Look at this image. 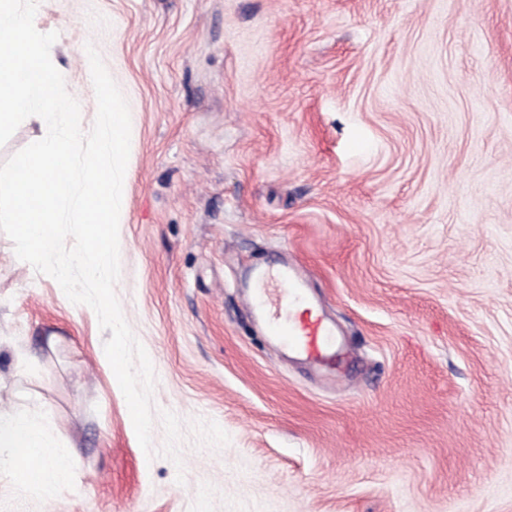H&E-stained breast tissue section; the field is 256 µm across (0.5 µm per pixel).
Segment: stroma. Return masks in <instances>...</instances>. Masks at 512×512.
Here are the masks:
<instances>
[{"instance_id":"stroma-1","label":"stroma","mask_w":512,"mask_h":512,"mask_svg":"<svg viewBox=\"0 0 512 512\" xmlns=\"http://www.w3.org/2000/svg\"><path fill=\"white\" fill-rule=\"evenodd\" d=\"M95 121L131 144L116 294L182 466L147 458L95 312L0 232V411L79 461L0 469V512H512V0H39ZM303 266L340 383L250 318L240 274ZM184 483H177V473Z\"/></svg>"}]
</instances>
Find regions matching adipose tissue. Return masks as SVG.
Instances as JSON below:
<instances>
[{"mask_svg":"<svg viewBox=\"0 0 512 512\" xmlns=\"http://www.w3.org/2000/svg\"><path fill=\"white\" fill-rule=\"evenodd\" d=\"M7 463L22 472L28 483L48 488L68 484L72 459L59 457L55 439L23 412H0V449Z\"/></svg>","mask_w":512,"mask_h":512,"instance_id":"1","label":"adipose tissue"}]
</instances>
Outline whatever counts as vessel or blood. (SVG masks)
Here are the masks:
<instances>
[{
  "instance_id": "vessel-or-blood-1",
  "label": "vessel or blood",
  "mask_w": 512,
  "mask_h": 512,
  "mask_svg": "<svg viewBox=\"0 0 512 512\" xmlns=\"http://www.w3.org/2000/svg\"><path fill=\"white\" fill-rule=\"evenodd\" d=\"M247 288L251 313L289 352L322 369L340 368L347 360V352L319 304L309 296L300 272L283 263L257 266L249 273Z\"/></svg>"
}]
</instances>
